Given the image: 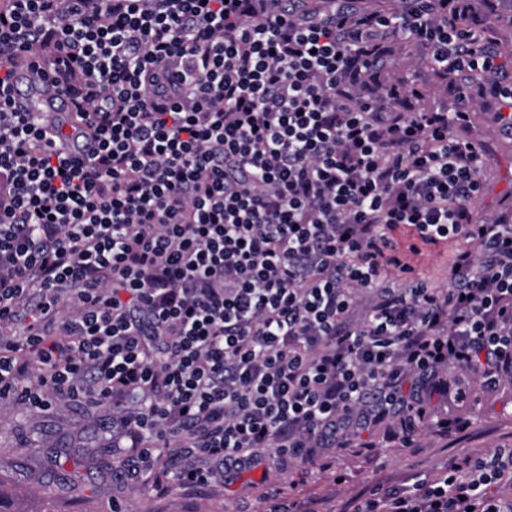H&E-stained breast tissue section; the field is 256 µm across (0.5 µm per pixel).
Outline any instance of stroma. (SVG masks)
<instances>
[{
	"label": "stroma",
	"instance_id": "1",
	"mask_svg": "<svg viewBox=\"0 0 512 512\" xmlns=\"http://www.w3.org/2000/svg\"><path fill=\"white\" fill-rule=\"evenodd\" d=\"M480 18H493V36L503 60L512 62V0H470ZM386 85L412 81L418 96L409 98L412 112L456 110L458 101L445 93L420 46L405 43L381 71ZM470 123L459 136L484 153L483 196L473 207L490 218L512 207V135L499 116L506 104L496 99L471 102ZM468 398H459L460 390ZM427 417L412 447L390 424L370 436L375 448H333L335 473L254 469L227 484L213 481L198 490L172 488L157 496L147 486L116 477L122 456L112 434L98 429L90 411L62 399L51 407L29 410L0 401V487L14 491L27 512H267L266 492L277 483L283 498L314 503L317 512H347L352 500L373 486L405 487L415 476L435 477L459 458L512 448V378L492 391L479 389L476 377L449 365L436 379ZM462 421V430L443 432L440 421Z\"/></svg>",
	"mask_w": 512,
	"mask_h": 512
}]
</instances>
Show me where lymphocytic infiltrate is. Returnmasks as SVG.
Listing matches in <instances>:
<instances>
[{
  "label": "lymphocytic infiltrate",
  "instance_id": "1",
  "mask_svg": "<svg viewBox=\"0 0 512 512\" xmlns=\"http://www.w3.org/2000/svg\"><path fill=\"white\" fill-rule=\"evenodd\" d=\"M357 2L0 0L1 400L102 411L122 479L197 488L330 470L315 449L386 417L411 442L448 364L512 376V209L475 212L484 157L457 134L512 71L468 0ZM398 38L457 76L458 111L367 82ZM37 62L89 153L12 109ZM444 245L442 289L415 259ZM352 512H512V448Z\"/></svg>",
  "mask_w": 512,
  "mask_h": 512
}]
</instances>
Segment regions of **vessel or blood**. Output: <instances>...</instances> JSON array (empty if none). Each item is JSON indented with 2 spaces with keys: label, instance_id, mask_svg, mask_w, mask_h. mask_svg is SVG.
Masks as SVG:
<instances>
[{
  "label": "vessel or blood",
  "instance_id": "b4317fda",
  "mask_svg": "<svg viewBox=\"0 0 512 512\" xmlns=\"http://www.w3.org/2000/svg\"><path fill=\"white\" fill-rule=\"evenodd\" d=\"M11 99L18 111L46 113L68 125L76 121L70 100L57 92L52 80L40 68H26L17 73Z\"/></svg>",
  "mask_w": 512,
  "mask_h": 512
}]
</instances>
